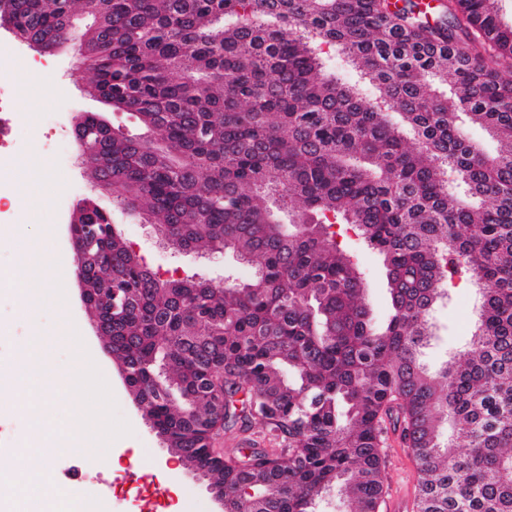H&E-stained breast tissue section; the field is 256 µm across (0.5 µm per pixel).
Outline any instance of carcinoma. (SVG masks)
Instances as JSON below:
<instances>
[{"mask_svg":"<svg viewBox=\"0 0 512 512\" xmlns=\"http://www.w3.org/2000/svg\"><path fill=\"white\" fill-rule=\"evenodd\" d=\"M501 0H0L15 39H87L91 165L177 249L224 244L243 282L163 279L98 208L88 309L171 453L224 486L230 512H379L399 433L415 512H512V23ZM87 15L92 23L75 25ZM449 84V92L439 85ZM499 143L487 156L464 132ZM293 212L289 223L281 212ZM353 232L382 258L392 313L374 323ZM472 288L465 360L431 371L435 303ZM112 292V305L101 294ZM257 419L288 454L208 448ZM385 442L382 454L385 493L408 496L412 504L416 486L414 456L397 435L389 434Z\"/></svg>","mask_w":512,"mask_h":512,"instance_id":"carcinoma-1","label":"carcinoma"}]
</instances>
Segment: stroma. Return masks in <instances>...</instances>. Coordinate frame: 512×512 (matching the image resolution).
<instances>
[{"label":"stroma","mask_w":512,"mask_h":512,"mask_svg":"<svg viewBox=\"0 0 512 512\" xmlns=\"http://www.w3.org/2000/svg\"><path fill=\"white\" fill-rule=\"evenodd\" d=\"M0 58L9 62L16 75L11 88V110L15 114L11 148L17 159L30 161L25 175H18L11 167L0 176L14 186L22 180L32 186L30 193H15L18 212L11 222L0 223V269L9 270L15 266L14 244L19 240H48L52 242L55 254H70L64 225L77 201L89 197L111 216L123 238L160 276L202 272L219 282L225 271L230 270L240 279L249 278V268L238 263L232 254L213 261L198 252L181 253L169 248L156 225L122 212L111 195L94 186L79 158L73 132L76 117L96 114L109 127L128 136L144 135L145 130L132 113L111 110L85 92L74 47L65 46L40 54L20 44L7 31L0 30ZM43 178L54 182L52 191L43 193L38 190L37 184ZM344 243L364 273L367 296L377 322H384L390 312V302L386 270L380 256L355 235H347ZM60 282L67 297L66 307L43 308L34 323L15 319L14 312L22 298L14 290L0 288V324L6 327L5 332L0 333V370L11 375L10 380L0 383V399L21 402L29 394L28 384L13 377L12 372L26 352L33 330L50 335L66 323L79 324L85 349L96 366L110 374V389L117 411L132 428L130 435L114 440L105 454L84 457L86 477L78 484L81 503L97 506L98 512H121L122 502L112 498L106 486L90 482L89 477L105 472L107 465L115 461L127 466L130 481L139 480L140 472L128 467L133 449L139 448L154 467L153 478L170 489L176 512H218L219 507L207 488V479L164 447L136 407L111 356L92 330L90 314L79 298L75 272L63 273ZM474 305L473 290L458 288L448 304L437 307L432 318L435 338L425 351V360L431 369H439L447 360L460 355L464 338L473 324ZM382 470L387 493L414 496V456L397 435L386 438Z\"/></svg>","instance_id":"35a3bbf8"}]
</instances>
